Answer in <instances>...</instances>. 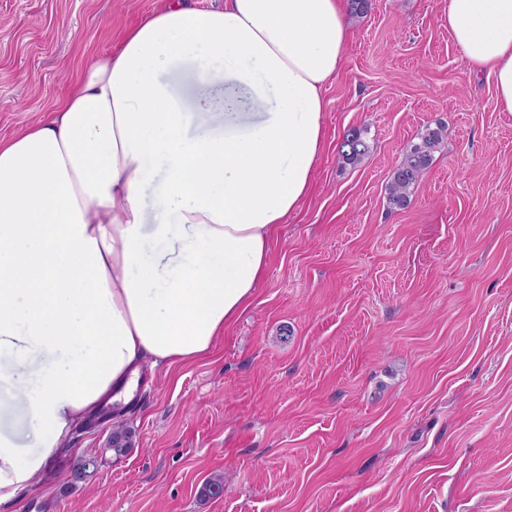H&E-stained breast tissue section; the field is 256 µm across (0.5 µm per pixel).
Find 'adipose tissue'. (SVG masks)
I'll use <instances>...</instances> for the list:
<instances>
[{
  "mask_svg": "<svg viewBox=\"0 0 512 512\" xmlns=\"http://www.w3.org/2000/svg\"><path fill=\"white\" fill-rule=\"evenodd\" d=\"M348 0H166L0 137V512L144 364L210 356L308 195ZM512 113V0H448ZM34 423L32 450L19 439Z\"/></svg>",
  "mask_w": 512,
  "mask_h": 512,
  "instance_id": "obj_1",
  "label": "adipose tissue"
}]
</instances>
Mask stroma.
<instances>
[{"mask_svg":"<svg viewBox=\"0 0 512 512\" xmlns=\"http://www.w3.org/2000/svg\"><path fill=\"white\" fill-rule=\"evenodd\" d=\"M163 0H0V136ZM447 0H372L324 90L310 194L273 237L212 357L148 367L79 429L16 512H512V114L448 33ZM448 138L413 202L386 185L426 126ZM364 128L359 165L338 161ZM134 432L84 489L69 464ZM224 493L204 498L207 480ZM367 129H348L337 144V155L345 165L361 163L371 152Z\"/></svg>","mask_w":512,"mask_h":512,"instance_id":"35a3bbf8","label":"stroma"}]
</instances>
